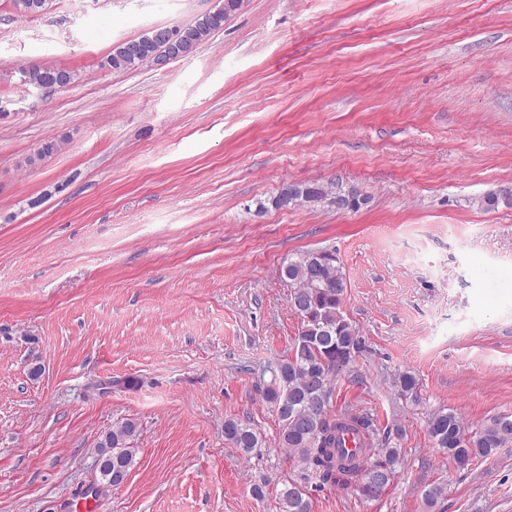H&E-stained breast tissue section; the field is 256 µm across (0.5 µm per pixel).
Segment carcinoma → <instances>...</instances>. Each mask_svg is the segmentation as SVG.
<instances>
[{"mask_svg":"<svg viewBox=\"0 0 512 512\" xmlns=\"http://www.w3.org/2000/svg\"><path fill=\"white\" fill-rule=\"evenodd\" d=\"M48 0H14L22 15H38ZM243 0H223L221 7L184 27L166 28V37L159 40L146 33L122 42L101 61L113 71H129L151 66L159 58L177 60L189 55L199 44L224 27V22L241 9ZM24 83L37 89L72 83L74 71L49 64H31L20 70ZM60 148L57 142L42 145L27 160L37 166ZM334 196L336 205L358 208L360 196L347 194L329 186L290 185L273 199L279 207L302 205ZM285 276L293 285L290 306L301 320L291 357L267 367L271 373L264 396L276 411L281 423L280 442L321 485L356 486L361 496L375 499L388 486L400 449L385 446L367 447L360 458L336 454L340 432L357 425L370 430V421L361 415H348L338 422L330 415L333 397L332 382L348 368L360 347L356 329L343 312L344 275L336 252L330 249L308 250L293 254L284 267ZM395 385L404 397L418 398L419 381L410 371L395 378ZM427 427L435 447L448 453L457 465L465 466L472 458H488L512 442V417L495 416L474 434L468 435L456 414L435 411ZM137 426L132 421L117 424L96 448L100 463L97 488L107 490L128 475L136 456L133 448ZM224 438L245 453L261 447L259 434L249 424L229 419L224 422ZM370 474L384 477L382 487L372 492L364 487ZM280 512H311L307 486L293 480L280 491Z\"/></svg>","mask_w":512,"mask_h":512,"instance_id":"carcinoma-1","label":"carcinoma"}]
</instances>
